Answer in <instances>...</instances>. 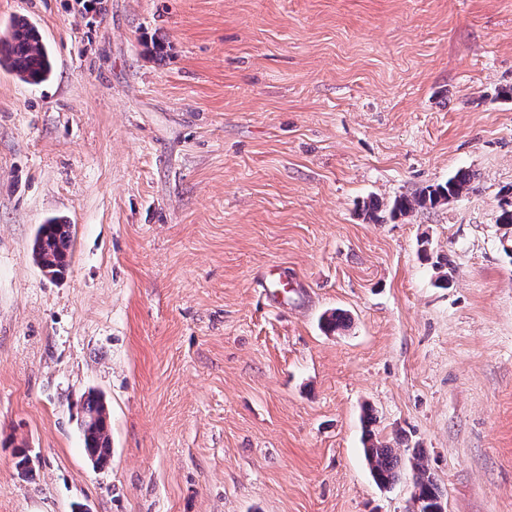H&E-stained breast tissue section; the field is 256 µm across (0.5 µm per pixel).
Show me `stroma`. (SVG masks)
<instances>
[{
	"mask_svg": "<svg viewBox=\"0 0 512 512\" xmlns=\"http://www.w3.org/2000/svg\"><path fill=\"white\" fill-rule=\"evenodd\" d=\"M17 16L54 72L0 69V512H410L367 409L446 512H512V0H0V35ZM461 169L446 206L364 211ZM503 202L505 199L499 204L496 224H501L506 230L500 239V244L504 254L512 259V200L507 203V208L503 207ZM71 224L50 219L40 224L33 243L36 263L52 277L62 274L69 266ZM81 432L87 455L100 469L112 461V439L109 411L103 399L88 393L82 405ZM373 418L366 415L364 419V456L370 474L380 488L391 487L401 474L403 466H408L414 485V499L420 502L417 512H444L443 494L430 472L425 449L413 448L410 455L403 458L399 448L383 443L371 429Z\"/></svg>",
	"mask_w": 512,
	"mask_h": 512,
	"instance_id": "35a3bbf8",
	"label": "stroma"
}]
</instances>
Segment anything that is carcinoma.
I'll list each match as a JSON object with an SVG mask.
<instances>
[{"instance_id": "obj_1", "label": "carcinoma", "mask_w": 512, "mask_h": 512, "mask_svg": "<svg viewBox=\"0 0 512 512\" xmlns=\"http://www.w3.org/2000/svg\"><path fill=\"white\" fill-rule=\"evenodd\" d=\"M0 67L15 74L19 79L39 84L47 81L53 72L52 56L38 31L27 18L17 16L12 20L6 36L0 38ZM473 175L463 169L443 183H437L413 197H400L388 205L379 200L369 202L366 214L379 223L385 215H405L416 208L434 209L457 199L472 190ZM496 223L505 229L500 239L504 254L512 259V202L499 207ZM71 225L50 219L39 225L33 243V255L42 270L52 276L62 274L69 266ZM81 432L87 455L101 469L112 461V439L109 411L103 399L88 394L81 405ZM373 418L364 419V456L370 474L380 488L391 487L409 467L414 485V499L420 502V512H441L443 494L430 472L426 451L412 449L404 457L400 450L383 443L371 429Z\"/></svg>"}]
</instances>
